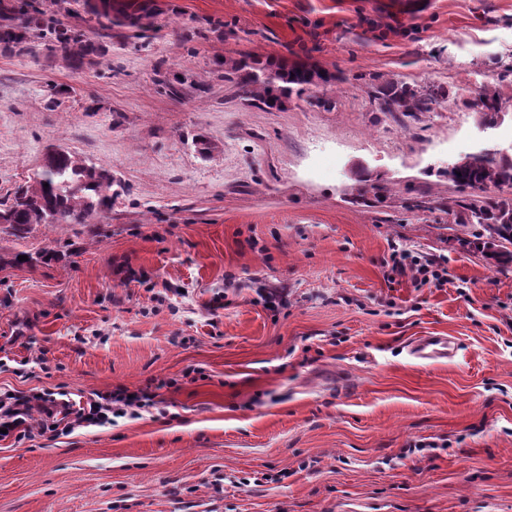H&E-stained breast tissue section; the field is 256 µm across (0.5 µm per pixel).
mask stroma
I'll use <instances>...</instances> for the list:
<instances>
[{"instance_id": "1", "label": "stroma", "mask_w": 512, "mask_h": 512, "mask_svg": "<svg viewBox=\"0 0 512 512\" xmlns=\"http://www.w3.org/2000/svg\"><path fill=\"white\" fill-rule=\"evenodd\" d=\"M156 2L137 37L29 0L95 32L79 69L47 38L0 50V202L51 148L115 193L88 224H0V393L156 390L137 418L0 440V512H512V245L465 215L512 186L445 173L512 154V0ZM242 51L338 80L270 109L218 64ZM390 83L444 98L385 112ZM395 244L450 283L387 281ZM421 336L454 356L416 358Z\"/></svg>"}]
</instances>
